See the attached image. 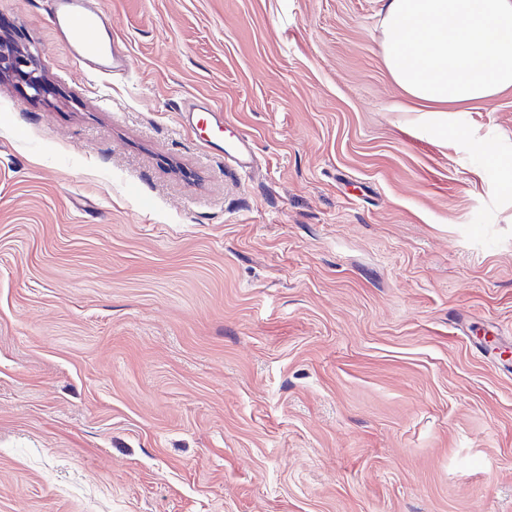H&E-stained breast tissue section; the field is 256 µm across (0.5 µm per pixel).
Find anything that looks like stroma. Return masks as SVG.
I'll return each instance as SVG.
<instances>
[{
    "label": "stroma",
    "instance_id": "35a3bbf8",
    "mask_svg": "<svg viewBox=\"0 0 512 512\" xmlns=\"http://www.w3.org/2000/svg\"><path fill=\"white\" fill-rule=\"evenodd\" d=\"M96 4L102 81L0 0V512H512V89L439 141L381 0ZM12 75L19 76L29 89V100L36 101L44 93L46 79L33 56L23 48L0 40V82ZM223 110L204 99L186 97L179 107L181 124L194 130L200 123L209 121L212 140H205V145L217 146L225 157L232 160L242 172H247L253 163L252 147L249 141L236 136L224 139ZM206 114V115H203Z\"/></svg>",
    "mask_w": 512,
    "mask_h": 512
}]
</instances>
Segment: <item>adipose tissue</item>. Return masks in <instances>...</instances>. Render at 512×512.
I'll return each instance as SVG.
<instances>
[{"instance_id": "ef3b65f1", "label": "adipose tissue", "mask_w": 512, "mask_h": 512, "mask_svg": "<svg viewBox=\"0 0 512 512\" xmlns=\"http://www.w3.org/2000/svg\"><path fill=\"white\" fill-rule=\"evenodd\" d=\"M381 49L422 119L512 88V0H381Z\"/></svg>"}]
</instances>
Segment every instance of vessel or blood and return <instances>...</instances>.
<instances>
[{"label":"vessel or blood","instance_id":"vessel-or-blood-1","mask_svg":"<svg viewBox=\"0 0 512 512\" xmlns=\"http://www.w3.org/2000/svg\"><path fill=\"white\" fill-rule=\"evenodd\" d=\"M53 19L64 48L87 74L103 76L130 70V57L114 33L108 15L95 7L92 0H55ZM179 115L182 126L190 130L200 123H209L212 145L220 148L240 171L250 169L251 144L236 136L225 137L221 108L204 99L187 97L179 107Z\"/></svg>","mask_w":512,"mask_h":512}]
</instances>
